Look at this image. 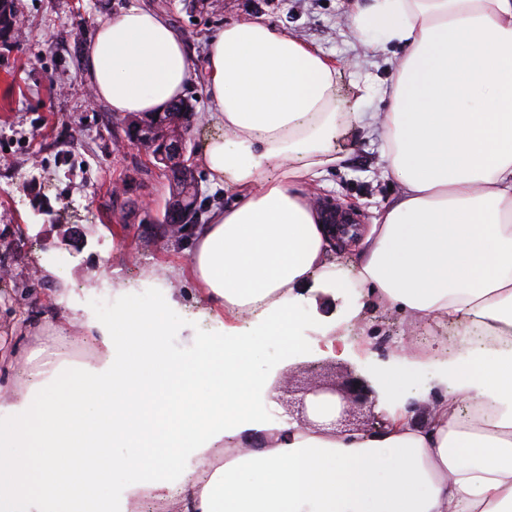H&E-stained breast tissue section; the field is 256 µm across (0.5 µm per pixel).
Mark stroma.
<instances>
[{
	"mask_svg": "<svg viewBox=\"0 0 512 512\" xmlns=\"http://www.w3.org/2000/svg\"><path fill=\"white\" fill-rule=\"evenodd\" d=\"M22 21L8 43L0 42V264L12 275L0 281V384L28 372L32 353L51 343L53 321L68 304L88 308L99 320L132 303L167 304L169 349L176 356L196 352L209 334L210 311L190 276L169 281L168 265H189V239L160 236L158 226L173 196L167 171L144 147L124 134L129 117L114 114L95 99L85 73V56L100 21L131 6L162 11L181 31L192 54L185 94L195 116L187 135L185 163L193 171L201 205L231 202V193L211 186L197 158L218 130L205 123L206 73L203 46L224 23L254 16L298 33L339 60L344 72L390 79L384 55L354 41L347 23L350 0H219L200 9L195 0H14ZM344 160L321 181L313 196L349 212L369 229L378 211L395 196L384 172L383 142L373 127L354 128L340 141ZM333 292L320 290L304 304L299 346L288 353L269 337L256 367L267 388L256 394V410L267 432L287 423L286 408L298 388L316 382L343 384L364 378L375 401L395 398L381 383L383 365L418 372L403 398L418 422L427 421L447 396L433 342L446 328L415 321L349 296L361 306L359 323L340 322ZM105 297L111 309L96 303ZM109 490L123 512H184L182 497L142 488L130 493L122 480Z\"/></svg>",
	"mask_w": 512,
	"mask_h": 512,
	"instance_id": "obj_1",
	"label": "stroma"
}]
</instances>
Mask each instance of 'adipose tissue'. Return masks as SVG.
<instances>
[{"label":"adipose tissue","mask_w":512,"mask_h":512,"mask_svg":"<svg viewBox=\"0 0 512 512\" xmlns=\"http://www.w3.org/2000/svg\"><path fill=\"white\" fill-rule=\"evenodd\" d=\"M358 42L403 53L382 96V158L398 184L361 242L351 287L450 329L467 356L427 423L392 408L377 434L282 426L256 448L191 472L193 512H512V0H353ZM203 120L223 133L198 163L234 196L193 229L190 272L213 306L209 335L172 355L162 305L102 323L79 306L48 356L0 394V512H116L113 475L180 493L166 470L190 450L261 432L253 407L267 337L296 348L300 308L331 282L329 239L303 187L336 167V141L363 125L373 87L355 74L340 108L335 59L264 19L227 23L205 44ZM192 60L162 14L132 6L102 22L87 54L95 96L149 114L183 98ZM249 315L257 328L225 333ZM80 326L93 363L67 367ZM484 409L483 423L470 411ZM121 456H113V449Z\"/></svg>","instance_id":"ef3b65f1"}]
</instances>
